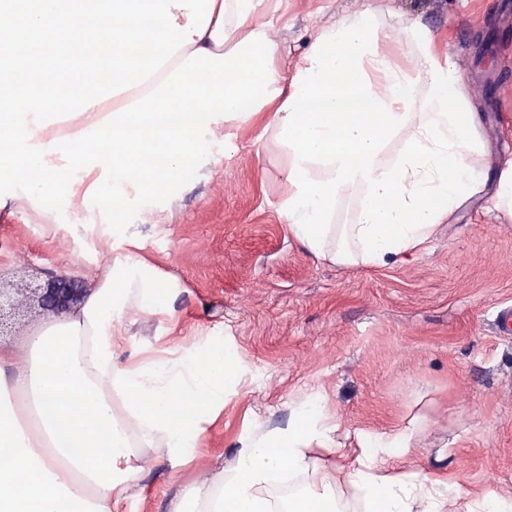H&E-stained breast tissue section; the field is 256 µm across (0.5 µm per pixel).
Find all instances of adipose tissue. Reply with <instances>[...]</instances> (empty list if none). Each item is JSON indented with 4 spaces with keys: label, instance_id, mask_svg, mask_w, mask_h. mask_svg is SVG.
Returning a JSON list of instances; mask_svg holds the SVG:
<instances>
[{
    "label": "adipose tissue",
    "instance_id": "adipose-tissue-1",
    "mask_svg": "<svg viewBox=\"0 0 512 512\" xmlns=\"http://www.w3.org/2000/svg\"><path fill=\"white\" fill-rule=\"evenodd\" d=\"M159 13L164 36L147 40L139 73L92 62L63 95L41 91L38 74L17 68L23 52L0 45V212L24 209L52 219L43 187L61 169L76 180L60 191L85 202L71 226L104 243L119 240L84 303L34 328L19 344H0V512H119L143 495L161 459L199 447L224 406L240 366L220 345L180 347L174 359L131 350L129 322L167 313L181 333L172 288L139 255L131 224H108L100 202L152 207L191 191L190 171L220 163L239 120L278 132L287 160L283 214L291 237L319 260L384 267L422 250L441 224L488 181L490 206L512 216V162L490 179L491 154L450 54L416 24L415 65L403 70L382 47L372 10L317 33L289 84L271 66L279 45L263 18L273 0H29L31 32L83 25L79 58L110 39L116 54L146 40L142 16ZM402 148L389 153L394 138ZM166 157L158 166V157ZM358 196L351 224L330 216L338 198ZM144 450L131 447L113 395ZM180 404H173V395ZM423 422L362 435L342 450L320 404L296 405L286 427L251 437L232 476L201 468L189 493L165 512H338L337 493L366 512H512V500L486 489L448 494L454 472H404L396 451L415 447ZM335 461L323 483L281 502L265 489L283 472L315 465L314 450Z\"/></svg>",
    "mask_w": 512,
    "mask_h": 512
}]
</instances>
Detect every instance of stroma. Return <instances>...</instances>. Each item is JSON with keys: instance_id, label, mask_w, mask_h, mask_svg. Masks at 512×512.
<instances>
[{"instance_id": "obj_1", "label": "stroma", "mask_w": 512, "mask_h": 512, "mask_svg": "<svg viewBox=\"0 0 512 512\" xmlns=\"http://www.w3.org/2000/svg\"><path fill=\"white\" fill-rule=\"evenodd\" d=\"M368 6L403 67L417 50L411 28L430 26L466 75L493 160L512 161V0H287L276 14L278 75L292 76L320 27ZM227 131L230 158L199 167L194 189L141 231L161 275L184 287L174 304L183 337L224 345L241 379L186 464L163 463L122 512H162L200 465L220 457L232 468L242 441L286 426L291 405L314 394L348 446L421 416L417 447L395 466L446 468L461 488L512 496V334L495 326L512 306V219L488 211L481 193L404 262L319 260L281 216L288 184L273 133L250 122ZM0 250L8 288L62 276L88 294L108 259L83 231L56 237L23 211L0 218Z\"/></svg>"}]
</instances>
